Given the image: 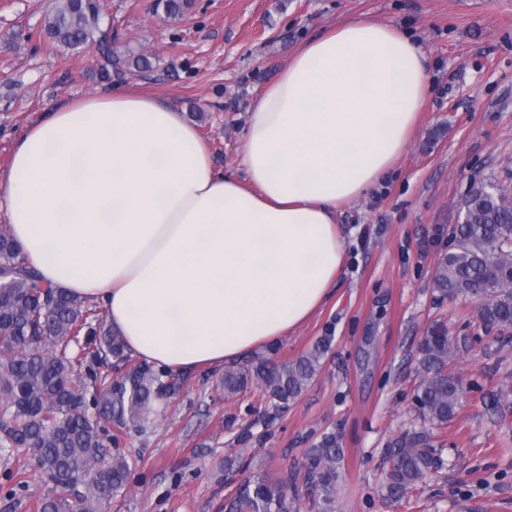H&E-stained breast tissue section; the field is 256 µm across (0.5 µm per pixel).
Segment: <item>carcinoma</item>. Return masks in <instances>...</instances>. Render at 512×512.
Masks as SVG:
<instances>
[{
  "label": "carcinoma",
  "instance_id": "1",
  "mask_svg": "<svg viewBox=\"0 0 512 512\" xmlns=\"http://www.w3.org/2000/svg\"><path fill=\"white\" fill-rule=\"evenodd\" d=\"M168 18L183 15L188 0H158ZM46 36L77 49L101 40L98 0H57L44 24ZM100 70L110 78L118 65L139 69L141 57L101 53ZM455 225V246L437 257L434 287L444 298L481 299V317L490 326L512 328V201L495 182L472 187ZM0 451L29 441L50 485L36 512H100L104 495L123 489L129 477L125 457L97 462L112 447V430H142L155 403L177 391L172 374L138 364L112 375V360H127L122 337L95 316L87 299L43 280L0 227ZM321 350L292 363L260 360L247 369L224 371V388L235 391L252 379L277 411L296 400L315 376ZM455 344L441 325L432 327L420 348L423 372L415 401L423 426L395 449L386 496L401 497L438 461L430 429L454 415L460 381L448 373ZM336 439L326 436L310 450L309 479L322 495V512H333L336 493ZM225 512H292L283 482L268 476L241 483L224 504Z\"/></svg>",
  "mask_w": 512,
  "mask_h": 512
}]
</instances>
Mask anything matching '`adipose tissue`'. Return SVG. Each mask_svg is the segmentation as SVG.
Here are the masks:
<instances>
[{
    "label": "adipose tissue",
    "instance_id": "adipose-tissue-1",
    "mask_svg": "<svg viewBox=\"0 0 512 512\" xmlns=\"http://www.w3.org/2000/svg\"><path fill=\"white\" fill-rule=\"evenodd\" d=\"M430 91L425 50L357 18L305 41L254 98L240 172L135 87L45 110L0 171L41 278L104 309L128 351L188 375L304 324L344 265L342 207L395 168Z\"/></svg>",
    "mask_w": 512,
    "mask_h": 512
}]
</instances>
